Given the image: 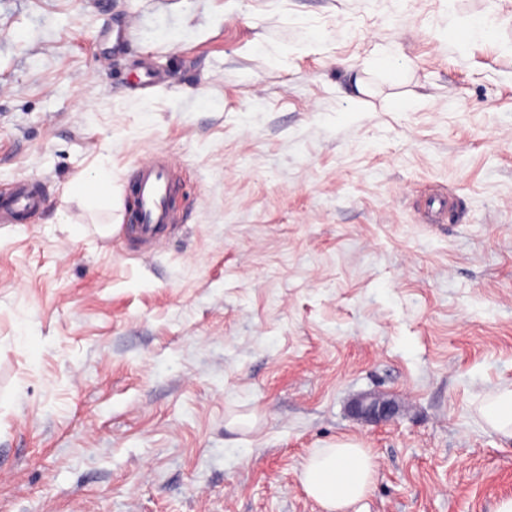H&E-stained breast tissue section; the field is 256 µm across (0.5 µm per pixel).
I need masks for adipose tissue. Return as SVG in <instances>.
<instances>
[{
  "instance_id": "1",
  "label": "adipose tissue",
  "mask_w": 512,
  "mask_h": 512,
  "mask_svg": "<svg viewBox=\"0 0 512 512\" xmlns=\"http://www.w3.org/2000/svg\"><path fill=\"white\" fill-rule=\"evenodd\" d=\"M477 413L491 431L512 439V387L483 398ZM373 474V460L364 446L341 437L305 459L301 481L307 494L327 512H345L366 493Z\"/></svg>"
}]
</instances>
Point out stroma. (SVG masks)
<instances>
[{"label": "stroma", "mask_w": 512, "mask_h": 512, "mask_svg": "<svg viewBox=\"0 0 512 512\" xmlns=\"http://www.w3.org/2000/svg\"><path fill=\"white\" fill-rule=\"evenodd\" d=\"M22 179L50 199L0 224V512H324L300 466L342 435L375 464L348 512L512 499L476 412L512 386V0H0ZM133 187H137L138 198L134 190L128 197V216L131 229L137 226L136 214L139 201V224L144 238L160 234L174 217L168 208V198L179 191V186L169 165L161 159H147L139 164L135 171ZM398 411L399 405L394 398L372 393L358 396L348 408L354 419L376 424L393 420Z\"/></svg>", "instance_id": "35a3bbf8"}]
</instances>
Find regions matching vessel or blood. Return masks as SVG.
Returning a JSON list of instances; mask_svg holds the SVG:
<instances>
[{"label":"vessel or blood","mask_w":512,"mask_h":512,"mask_svg":"<svg viewBox=\"0 0 512 512\" xmlns=\"http://www.w3.org/2000/svg\"><path fill=\"white\" fill-rule=\"evenodd\" d=\"M132 184L138 191L139 224L144 238L160 234L174 217L168 198L179 186L169 165L161 159H148L139 164ZM48 199L47 190L36 181L19 182L6 198L0 199V222L9 223L14 216L30 215L42 209Z\"/></svg>","instance_id":"vessel-or-blood-1"}]
</instances>
